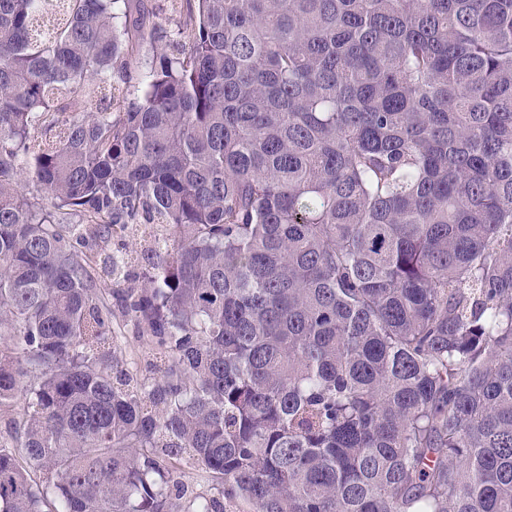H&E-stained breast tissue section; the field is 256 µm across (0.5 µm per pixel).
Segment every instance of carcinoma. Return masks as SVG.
Returning <instances> with one entry per match:
<instances>
[{
    "label": "carcinoma",
    "mask_w": 512,
    "mask_h": 512,
    "mask_svg": "<svg viewBox=\"0 0 512 512\" xmlns=\"http://www.w3.org/2000/svg\"><path fill=\"white\" fill-rule=\"evenodd\" d=\"M180 2L0 0V512H512V0ZM156 54V48L150 44H143L135 52L137 58V64L132 69L133 80L131 81L130 90L133 91L135 87L139 86V83L148 75L149 62L152 60L153 55ZM135 86V87H134ZM128 324V325H126ZM114 329L117 336H122L115 343L117 353L127 359L135 360L146 378H151L152 375L146 370V363L152 357V347L144 339L136 338L132 331L131 326L121 317H117L113 322ZM182 476L183 482L192 494H212L215 492L213 488L216 487L217 482L212 481L210 477H207L197 468L184 465Z\"/></svg>",
    "instance_id": "carcinoma-1"
}]
</instances>
